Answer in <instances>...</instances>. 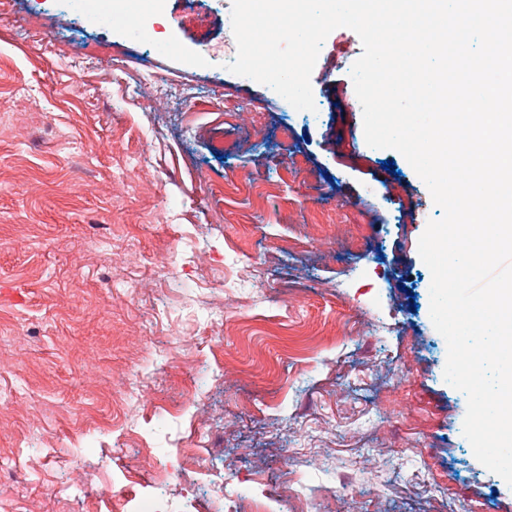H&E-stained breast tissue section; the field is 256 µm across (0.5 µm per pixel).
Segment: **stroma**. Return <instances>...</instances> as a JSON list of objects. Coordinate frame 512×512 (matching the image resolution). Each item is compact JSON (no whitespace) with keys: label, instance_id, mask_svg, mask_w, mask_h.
<instances>
[{"label":"stroma","instance_id":"obj_1","mask_svg":"<svg viewBox=\"0 0 512 512\" xmlns=\"http://www.w3.org/2000/svg\"><path fill=\"white\" fill-rule=\"evenodd\" d=\"M183 13L0 7V512H249L269 484V512H512L430 318L443 211L365 141L360 38L329 34L298 112ZM70 8L86 23L112 28L119 21L134 33L139 32L145 14L154 8L153 0H66ZM103 2H108L106 8Z\"/></svg>","mask_w":512,"mask_h":512}]
</instances>
